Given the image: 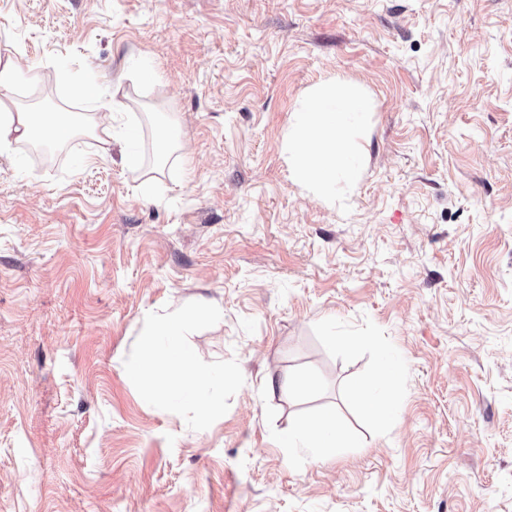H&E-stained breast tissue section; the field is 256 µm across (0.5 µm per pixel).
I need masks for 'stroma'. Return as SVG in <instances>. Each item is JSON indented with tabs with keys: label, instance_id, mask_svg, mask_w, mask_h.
Wrapping results in <instances>:
<instances>
[{
	"label": "stroma",
	"instance_id": "35a3bbf8",
	"mask_svg": "<svg viewBox=\"0 0 512 512\" xmlns=\"http://www.w3.org/2000/svg\"><path fill=\"white\" fill-rule=\"evenodd\" d=\"M0 56L139 127L0 151V512H512V0H0ZM334 76L373 110L329 203L285 137ZM203 305L209 411L128 376ZM326 412L344 447L285 444Z\"/></svg>",
	"mask_w": 512,
	"mask_h": 512
}]
</instances>
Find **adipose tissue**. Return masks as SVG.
<instances>
[{
    "label": "adipose tissue",
    "instance_id": "1",
    "mask_svg": "<svg viewBox=\"0 0 512 512\" xmlns=\"http://www.w3.org/2000/svg\"><path fill=\"white\" fill-rule=\"evenodd\" d=\"M16 64L0 60V147L19 143L60 146L80 132L109 143L116 131L110 120L95 112H35L14 101ZM371 105L362 89L345 79L332 78L308 89L304 101L293 112L288 125V156L294 162L296 178L312 185L322 198L336 195L339 180H353L361 156L354 140L357 129L366 125ZM186 319L165 323L159 343L149 345L144 362L129 376L136 381L167 371L166 389L176 395H191L201 405L209 398L202 392L211 381L209 371L199 365L180 341ZM287 438L314 448H336L345 434L336 419L297 425Z\"/></svg>",
    "mask_w": 512,
    "mask_h": 512
}]
</instances>
